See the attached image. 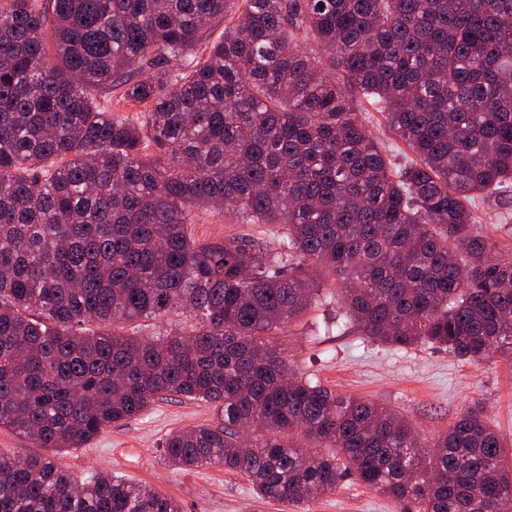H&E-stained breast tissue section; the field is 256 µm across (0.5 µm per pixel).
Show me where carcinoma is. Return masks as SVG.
Instances as JSON below:
<instances>
[{"instance_id":"obj_1","label":"carcinoma","mask_w":512,"mask_h":512,"mask_svg":"<svg viewBox=\"0 0 512 512\" xmlns=\"http://www.w3.org/2000/svg\"><path fill=\"white\" fill-rule=\"evenodd\" d=\"M112 87L145 110L112 111ZM360 95L413 157L387 160ZM511 188L512 0H7L0 428L68 452L176 396L224 426L171 432L164 460L243 473L264 499L304 505L353 476L423 512H512L482 411L429 446L396 411L297 377L272 341L328 273L338 326L511 358L512 250L472 212ZM201 206L282 234L198 243ZM174 313L190 328L126 331ZM0 512L182 508L0 450Z\"/></svg>"}]
</instances>
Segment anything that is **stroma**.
<instances>
[{
	"instance_id": "35a3bbf8",
	"label": "stroma",
	"mask_w": 512,
	"mask_h": 512,
	"mask_svg": "<svg viewBox=\"0 0 512 512\" xmlns=\"http://www.w3.org/2000/svg\"><path fill=\"white\" fill-rule=\"evenodd\" d=\"M475 213L485 234L512 247V196H480ZM260 224L199 210L191 226L194 239L216 241L243 233L260 235ZM325 276L321 299L304 316L283 328L277 345L300 377L345 396L369 399L412 422L421 438L433 439L467 409L480 407L506 445L512 466V358L495 355L481 362L462 360L428 346L399 349L364 336L355 324L326 330L341 314ZM222 416L209 404L177 397L160 398L134 420L113 426L89 445L59 456L78 478L106 470L154 487L181 505L183 512H418L417 504L375 493L355 478L302 509L261 499L240 473L221 467L181 470L161 454L170 432L196 425H219Z\"/></svg>"
}]
</instances>
